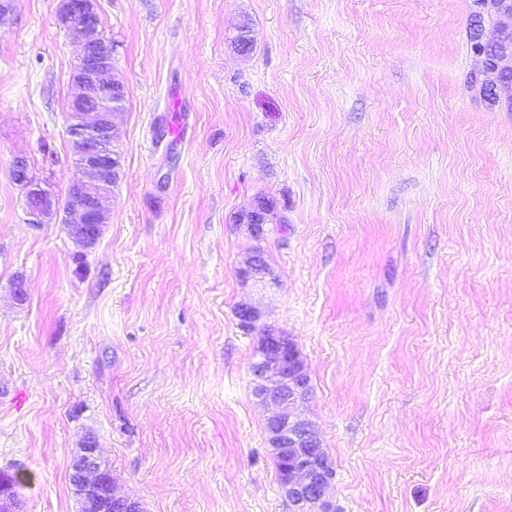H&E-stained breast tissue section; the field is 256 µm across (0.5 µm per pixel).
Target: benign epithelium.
<instances>
[{
    "mask_svg": "<svg viewBox=\"0 0 512 512\" xmlns=\"http://www.w3.org/2000/svg\"><path fill=\"white\" fill-rule=\"evenodd\" d=\"M476 9L485 24L496 29L492 42L498 46V55L490 63L480 52H473L470 85L481 95L491 90L488 105L512 108V82L501 78L502 72L512 69V0H476ZM60 20L81 47L71 84L82 107L78 112L66 113L78 177L68 191L70 206L64 223L68 224L71 241L90 249L98 243L109 221L105 201L111 185L122 174L112 153V145L117 142L115 119L121 109L111 103L112 98L126 93V87L115 77L108 52L99 43L97 0H64ZM12 168L30 223L51 220L57 213L52 192L29 181L25 158H15ZM265 217L266 205L259 200L240 214L239 223L252 237L259 238L264 234ZM238 275L244 284L264 281L270 271L263 253L249 254ZM237 317L244 330L260 335L258 358L252 365V374L259 380L255 395L270 410L266 422L269 446L288 449L292 462L288 475L280 481L281 490L288 500L304 505L307 512H334L329 492L335 463L323 448L316 425L296 414L297 404L311 395L299 349L280 329L258 326L259 314L253 307L239 305ZM13 474L10 469L0 470V512H23ZM70 483L79 512H140L138 502L116 494L110 466L92 437L87 438L72 462Z\"/></svg>",
    "mask_w": 512,
    "mask_h": 512,
    "instance_id": "benign-epithelium-1",
    "label": "benign epithelium"
}]
</instances>
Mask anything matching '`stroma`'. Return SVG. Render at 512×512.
Instances as JSON below:
<instances>
[{
    "mask_svg": "<svg viewBox=\"0 0 512 512\" xmlns=\"http://www.w3.org/2000/svg\"><path fill=\"white\" fill-rule=\"evenodd\" d=\"M98 4L128 102L84 252L10 176L75 177L79 44L62 0L0 24V467L29 474L24 512H76L89 437L143 512H292L243 303L300 350L337 512H512V112L467 85L471 0ZM27 160L16 157L12 168L17 176V183L22 189L23 203L31 224H43L57 213V205L50 190L36 186L29 181ZM265 217L266 205L264 202L257 200L249 209L240 214L239 224H245L248 233L254 238H259L265 231ZM238 275L243 284L252 281L253 283L263 282L270 275L269 267L266 266L263 253L254 251L248 255L239 268Z\"/></svg>",
    "mask_w": 512,
    "mask_h": 512,
    "instance_id": "obj_1",
    "label": "stroma"
}]
</instances>
